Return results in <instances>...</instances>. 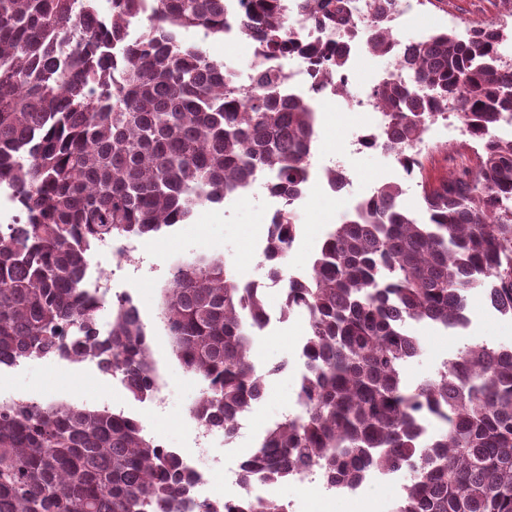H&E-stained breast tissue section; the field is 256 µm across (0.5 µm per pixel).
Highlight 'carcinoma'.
Returning a JSON list of instances; mask_svg holds the SVG:
<instances>
[{
  "label": "carcinoma",
  "instance_id": "carcinoma-1",
  "mask_svg": "<svg viewBox=\"0 0 512 512\" xmlns=\"http://www.w3.org/2000/svg\"><path fill=\"white\" fill-rule=\"evenodd\" d=\"M370 19L352 0H305L342 48L296 41L282 0H240L261 54L298 50L319 74L348 68L350 50L400 54L411 88L389 79L377 137L397 162L453 108L480 141L478 168L431 183L426 216L385 183L336 225L304 282L286 273L296 199L311 169L316 108L278 95L279 75L247 89L224 62L178 34H224V0H0V185L26 223L0 228V365L66 349L119 368L127 390H149L144 324L119 306L98 336V306L83 291L95 249L183 224L195 210L247 189L260 170L283 201L263 254L285 290L282 311L305 314L299 414L269 429L239 465L243 485L294 479L301 469L351 490L374 472H406L393 512H512V347L465 345L436 375L411 385L421 350L411 322L465 328L467 296L487 290L512 317V139L490 131L512 116V73L493 25L402 44L389 0ZM160 318L182 365L205 387L195 415L230 437L265 391L251 359L252 329L266 324L263 292L227 261L197 256L169 266ZM192 475L137 423L109 409L0 405V512H287L243 495L190 504Z\"/></svg>",
  "mask_w": 512,
  "mask_h": 512
}]
</instances>
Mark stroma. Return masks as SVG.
<instances>
[{"mask_svg": "<svg viewBox=\"0 0 512 512\" xmlns=\"http://www.w3.org/2000/svg\"><path fill=\"white\" fill-rule=\"evenodd\" d=\"M477 15L495 18L504 31L512 30V14L502 8L499 0H441L438 6L423 5L419 11L402 19L395 25L394 34L399 41L408 43L448 28L461 32L468 20ZM180 37L186 43L202 45L211 58L226 62L234 69H245L252 64V50L246 43H230L220 36L206 38L201 31L192 29L181 32ZM371 124L370 115L350 110L340 100L321 102L312 162L325 165L332 160L341 161L352 187L350 193L344 195L331 192L321 184L309 187L304 202L295 211L302 234L288 255V270L310 265L326 234L344 220L353 200L382 184H399L404 190V201L411 207H419L420 187L406 179L392 156L379 151L353 152L351 140L360 129ZM268 205L266 194L258 189L244 198L196 210L187 223L141 240L140 256L144 265L129 280L128 289L151 337L152 354L169 374L170 391L165 412L156 414L142 409L127 391L113 388L111 382L87 362L33 360L15 369L1 370L0 388L87 408H99L104 400H114L124 411L140 412L153 436L166 439L170 447L188 448L192 430L184 419V412L197 398L202 381L183 368L160 325L157 317L161 305L159 283L166 279L172 261L193 253L223 256L239 281L264 280L265 269L257 250V238L268 221ZM263 297L272 321L265 330L255 334L252 360L257 371L266 375V391L249 411L241 436L232 444L219 445L212 450L213 456L223 459L228 472L237 470L265 432L294 413L296 407V382L302 371L299 354L307 323L299 315L281 318L283 298L279 290L265 291ZM469 309L470 324L461 330H447L427 322L409 325L408 332L420 339L422 352L406 365L408 383L416 384L433 377L466 343L484 341L512 345V318L499 315L479 293L471 296ZM281 363L285 364V371L275 372V365ZM324 492L320 484L288 481L273 485L270 496L286 505L288 512H307L311 503L322 499Z\"/></svg>", "mask_w": 512, "mask_h": 512, "instance_id": "obj_1", "label": "stroma"}]
</instances>
